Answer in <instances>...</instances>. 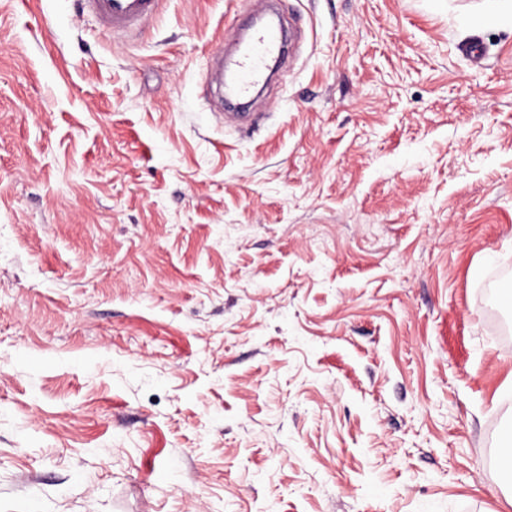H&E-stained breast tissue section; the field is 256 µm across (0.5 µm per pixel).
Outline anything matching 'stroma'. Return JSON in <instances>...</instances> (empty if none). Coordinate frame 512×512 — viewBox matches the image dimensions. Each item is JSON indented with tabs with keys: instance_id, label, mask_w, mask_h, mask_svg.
Here are the masks:
<instances>
[{
	"instance_id": "obj_1",
	"label": "stroma",
	"mask_w": 512,
	"mask_h": 512,
	"mask_svg": "<svg viewBox=\"0 0 512 512\" xmlns=\"http://www.w3.org/2000/svg\"><path fill=\"white\" fill-rule=\"evenodd\" d=\"M254 5L0 0V512H512V19L282 0L226 125ZM160 0H81V11L94 16L112 34L138 31L159 10ZM242 45V46H241ZM286 35L282 21L276 14L263 18L248 38H242L236 51L238 55V69L232 75L223 70V57L218 52L216 57L220 60V79L229 87L230 94L225 98L224 121L241 117H254L261 113L232 112L242 108L253 93L265 86L270 78L273 66L268 59L277 61L284 55ZM248 113V114H247ZM509 423V422H508ZM498 465L504 479L512 487V421L503 429Z\"/></svg>"
}]
</instances>
